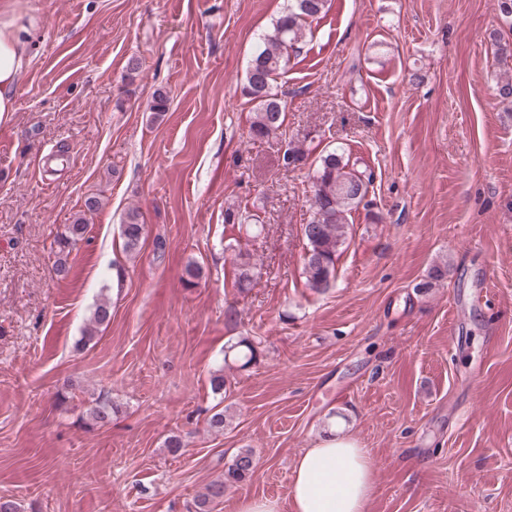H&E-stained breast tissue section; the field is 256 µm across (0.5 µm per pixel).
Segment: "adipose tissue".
I'll return each instance as SVG.
<instances>
[{
	"instance_id": "adipose-tissue-1",
	"label": "adipose tissue",
	"mask_w": 512,
	"mask_h": 512,
	"mask_svg": "<svg viewBox=\"0 0 512 512\" xmlns=\"http://www.w3.org/2000/svg\"><path fill=\"white\" fill-rule=\"evenodd\" d=\"M34 26V16L18 9L16 0H0V115L17 109ZM372 498L370 456L348 436L329 433L294 463L291 512H369Z\"/></svg>"
}]
</instances>
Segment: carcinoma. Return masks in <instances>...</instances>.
Here are the masks:
<instances>
[{
	"label": "carcinoma",
	"instance_id": "cac0c4a2",
	"mask_svg": "<svg viewBox=\"0 0 512 512\" xmlns=\"http://www.w3.org/2000/svg\"><path fill=\"white\" fill-rule=\"evenodd\" d=\"M328 0H288V8L261 38V45L250 60L245 94L254 103V118L249 134L254 140H262L282 129L286 119V103L275 91L276 80L285 70L291 54L299 51L305 38V27L325 14ZM373 175L357 168L345 150L337 147L319 157L313 176L311 216L303 234L305 245L304 273L306 285L315 292L329 288L336 262L347 240V226L351 213L359 210L368 196ZM85 225H68L56 239L57 260L55 271L67 273L66 261L70 249L84 232ZM144 225L139 223L136 212L128 214L122 225L124 248L136 251L143 237ZM238 351L244 365L257 359L258 350L247 337L230 346ZM255 468L251 451L238 453L224 476L211 481L195 500V512H213V506L224 499L226 488L245 480Z\"/></svg>",
	"mask_w": 512,
	"mask_h": 512
}]
</instances>
